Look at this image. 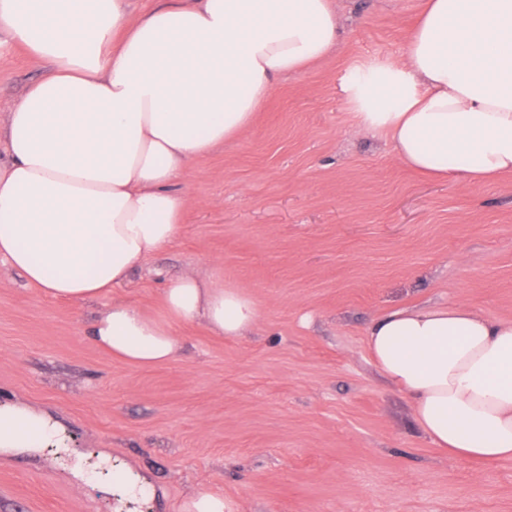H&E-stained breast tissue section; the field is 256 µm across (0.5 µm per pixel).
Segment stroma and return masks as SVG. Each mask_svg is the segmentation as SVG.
Segmentation results:
<instances>
[{"instance_id": "1", "label": "stroma", "mask_w": 512, "mask_h": 512, "mask_svg": "<svg viewBox=\"0 0 512 512\" xmlns=\"http://www.w3.org/2000/svg\"><path fill=\"white\" fill-rule=\"evenodd\" d=\"M335 4L337 50L279 78L250 131L196 160L174 242L109 294L155 316L170 279L206 273L256 298L249 333L178 323L185 353L137 368L91 342L99 304L44 297L0 266V399L49 411L68 443L0 457V512H177L198 491L223 493L225 512H512V460L431 445L365 347L397 309L512 319V175L430 178L360 131L341 78L403 59L423 0ZM46 68L0 45V126ZM123 468L153 495L120 504Z\"/></svg>"}]
</instances>
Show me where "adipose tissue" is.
<instances>
[{"label":"adipose tissue","mask_w":512,"mask_h":512,"mask_svg":"<svg viewBox=\"0 0 512 512\" xmlns=\"http://www.w3.org/2000/svg\"><path fill=\"white\" fill-rule=\"evenodd\" d=\"M0 34L49 65L8 112L0 262L48 298L91 302L174 241L188 203L174 182L252 128L276 78L328 57L338 21L334 0H158L137 15L128 0H0ZM342 90L357 126L414 171L476 185L512 174V0H426L404 60L355 66ZM161 306L113 303L89 335L151 368L182 350L174 324L235 338L259 319L250 293L195 272ZM366 345L432 445L512 459V320L399 309ZM63 432L42 409L0 404V455Z\"/></svg>","instance_id":"1"}]
</instances>
